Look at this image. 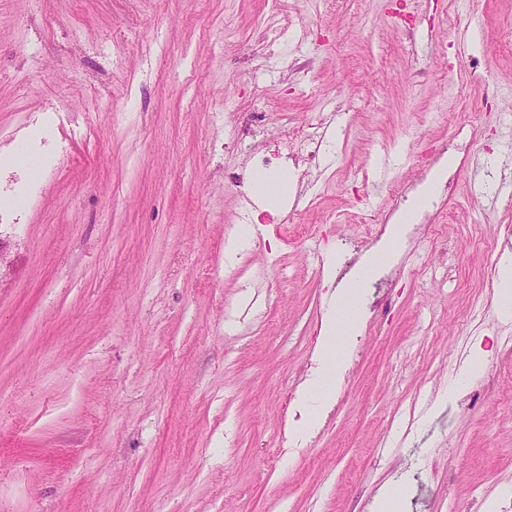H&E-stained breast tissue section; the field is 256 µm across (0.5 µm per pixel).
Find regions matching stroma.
Returning <instances> with one entry per match:
<instances>
[{"mask_svg":"<svg viewBox=\"0 0 512 512\" xmlns=\"http://www.w3.org/2000/svg\"><path fill=\"white\" fill-rule=\"evenodd\" d=\"M508 32L512 0H0V512H373L390 481L403 512L507 506ZM330 111L316 166L246 208L244 144ZM440 171L416 242L366 237ZM388 261L296 436L330 290ZM255 232L253 224H242L236 232L228 237L224 245V256L228 265H232L238 257L241 243ZM497 288L500 313L510 317L512 309V255L509 253L503 255L498 265ZM485 351L480 347L474 349L466 360L464 369L460 375L458 382L448 388V393H444L442 397L434 403V407H440L450 399H452L458 388L464 384H468L471 380L478 378L483 371Z\"/></svg>","mask_w":512,"mask_h":512,"instance_id":"1","label":"stroma"}]
</instances>
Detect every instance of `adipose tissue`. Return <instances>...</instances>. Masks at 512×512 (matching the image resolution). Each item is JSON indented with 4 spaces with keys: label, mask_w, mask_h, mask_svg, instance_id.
<instances>
[{
    "label": "adipose tissue",
    "mask_w": 512,
    "mask_h": 512,
    "mask_svg": "<svg viewBox=\"0 0 512 512\" xmlns=\"http://www.w3.org/2000/svg\"><path fill=\"white\" fill-rule=\"evenodd\" d=\"M359 324V311L353 292L342 291L334 296V306L322 328L320 363L305 386L306 391L317 394L323 405L334 398L333 381L339 373L343 355L335 340L354 332Z\"/></svg>",
    "instance_id": "obj_1"
}]
</instances>
